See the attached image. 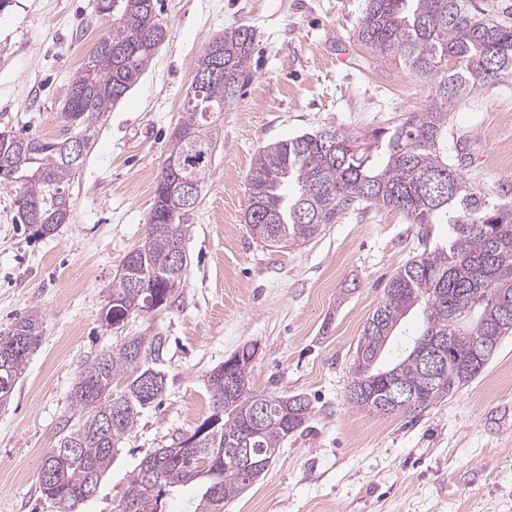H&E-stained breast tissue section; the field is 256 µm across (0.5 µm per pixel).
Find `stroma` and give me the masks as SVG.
Listing matches in <instances>:
<instances>
[{
	"instance_id": "obj_1",
	"label": "stroma",
	"mask_w": 512,
	"mask_h": 512,
	"mask_svg": "<svg viewBox=\"0 0 512 512\" xmlns=\"http://www.w3.org/2000/svg\"><path fill=\"white\" fill-rule=\"evenodd\" d=\"M365 0H157L168 38L109 112L71 185V216L50 236L22 223L0 182V334L37 314L41 341L0 407V512H53L38 474L82 365L133 336H165L168 389L120 444L78 512H116L129 475L210 412V371L255 345L254 391L302 394L313 413L226 512H512V338L464 389L417 416H381L350 398L351 363L386 281L442 244V224L351 205L301 245L269 247L245 222L256 151L305 133L389 128L429 89L359 45ZM252 26L249 80L225 112L202 202L190 217L187 275L169 307L103 326L112 282L145 239L156 180L197 60L225 28ZM94 0H9L0 9V129L66 138L69 79L105 33ZM465 142L458 169L512 192V82L449 115Z\"/></svg>"
}]
</instances>
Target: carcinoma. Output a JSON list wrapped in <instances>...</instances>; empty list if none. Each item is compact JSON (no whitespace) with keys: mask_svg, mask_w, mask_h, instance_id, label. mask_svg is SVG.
<instances>
[{"mask_svg":"<svg viewBox=\"0 0 512 512\" xmlns=\"http://www.w3.org/2000/svg\"><path fill=\"white\" fill-rule=\"evenodd\" d=\"M110 23L95 50L70 80L60 101L63 121L84 141L83 156L70 158L66 140L44 141L0 131V179L18 185L25 224L46 236L71 214L70 186L108 112L127 95L168 36L156 0H118L104 16ZM381 60L404 66L429 88L427 104L403 122L371 136L324 130L262 147L248 175L245 223L269 247L303 244L354 203L389 209L410 224L448 225V243L413 257L390 277L368 318L354 356L350 399L379 415L420 414L479 375L504 338L512 335V202L494 203L467 185L448 154V112L485 86L512 80V27L470 0H366L354 33ZM255 30L238 25L214 36L197 60L219 65L222 79L200 88L201 108L183 106L178 127L198 134L200 144L170 135L166 159L181 175L205 183L217 151L216 119L236 101L247 82ZM167 183L156 181L145 242L132 251L130 272L112 283L108 313L119 319L147 308L165 294L166 280L183 281L171 253L184 244L190 215L167 206ZM143 287H123L122 276ZM421 313L416 336L391 361L389 347L412 312ZM42 336L41 318L27 315L0 336V405L10 397ZM449 337L441 371H425L421 354L436 338ZM166 338L133 336L122 346L87 361L59 417L46 457H57L51 483H39L56 512H73L100 482L120 443L143 411L168 386ZM255 348L244 346L211 370V409L190 437L146 456L131 472L127 496L133 512H165L179 487L197 491L195 512H224L226 504L267 470L288 436L311 418L300 394L256 393L236 384L251 370ZM159 377L151 394L145 377ZM399 385L411 398L392 399ZM251 449L265 462L249 467L237 450Z\"/></svg>","mask_w":512,"mask_h":512,"instance_id":"cac0c4a2","label":"carcinoma"}]
</instances>
